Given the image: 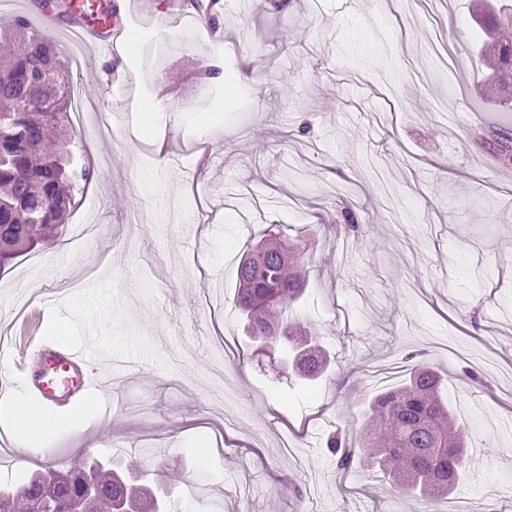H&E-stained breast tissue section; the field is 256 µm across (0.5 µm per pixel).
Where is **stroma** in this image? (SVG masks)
<instances>
[{
    "label": "stroma",
    "mask_w": 512,
    "mask_h": 512,
    "mask_svg": "<svg viewBox=\"0 0 512 512\" xmlns=\"http://www.w3.org/2000/svg\"><path fill=\"white\" fill-rule=\"evenodd\" d=\"M150 68L95 54L74 147L93 167L53 247L0 272V329L16 334L57 296L40 334L93 357L95 434L49 452L115 459L152 448L179 476L171 512H438L401 496L363 453L341 482L328 443L363 436V403L422 351L452 406L471 401L462 512H512V114L482 96L477 0H224L219 28L183 33L170 0H127ZM129 72L126 89L108 73ZM225 73L208 79L206 68ZM132 107L123 122L99 114ZM462 112H496L470 128ZM82 224L96 236L72 242ZM278 225L310 273L293 319L313 323L332 367L285 379L257 355L235 309L237 264ZM102 264L95 273L87 266ZM302 496H295L292 485Z\"/></svg>",
    "instance_id": "1"
}]
</instances>
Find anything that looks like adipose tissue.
<instances>
[{
	"mask_svg": "<svg viewBox=\"0 0 512 512\" xmlns=\"http://www.w3.org/2000/svg\"><path fill=\"white\" fill-rule=\"evenodd\" d=\"M0 413L8 417L15 447L28 457L47 453L52 440L60 435L89 427L84 413L56 417L35 401L12 395L0 400Z\"/></svg>",
	"mask_w": 512,
	"mask_h": 512,
	"instance_id": "ef3b65f1",
	"label": "adipose tissue"
}]
</instances>
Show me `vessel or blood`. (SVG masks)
<instances>
[{
  "label": "vessel or blood",
  "mask_w": 512,
  "mask_h": 512,
  "mask_svg": "<svg viewBox=\"0 0 512 512\" xmlns=\"http://www.w3.org/2000/svg\"><path fill=\"white\" fill-rule=\"evenodd\" d=\"M70 23L49 27L50 36L65 34L78 46L120 54L125 48L124 14L113 0H71ZM87 354L46 342L27 326L15 363L16 376L32 396L57 410H66L93 387Z\"/></svg>",
  "instance_id": "obj_1"
}]
</instances>
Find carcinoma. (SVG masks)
<instances>
[{"label":"carcinoma","instance_id":"obj_1","mask_svg":"<svg viewBox=\"0 0 512 512\" xmlns=\"http://www.w3.org/2000/svg\"><path fill=\"white\" fill-rule=\"evenodd\" d=\"M488 41L481 46L489 82L481 91L501 105L512 102V5L483 8L476 18ZM0 267L21 253L54 238L72 202L75 179L93 177L84 166L75 171L70 149L74 130L67 116L70 68L54 54L50 39L14 20L0 34ZM52 98L55 106L46 108ZM309 260L295 245L270 229L265 239L247 250L238 268L235 305L245 315L251 335L278 347L293 371L312 379L324 373L327 356L317 344L313 327L292 320L288 311L308 279ZM365 436L360 451L406 494L440 500L467 472L465 432L442 394V377L416 365L405 386L378 394L365 407ZM337 467L348 468L355 449L341 433L329 442ZM90 458L39 465L31 477L0 493V512H43L52 499L57 512H69L87 495L84 469ZM144 460L121 464L117 470H94V496L88 512H152L149 485L135 478Z\"/></svg>","mask_w":512,"mask_h":512}]
</instances>
